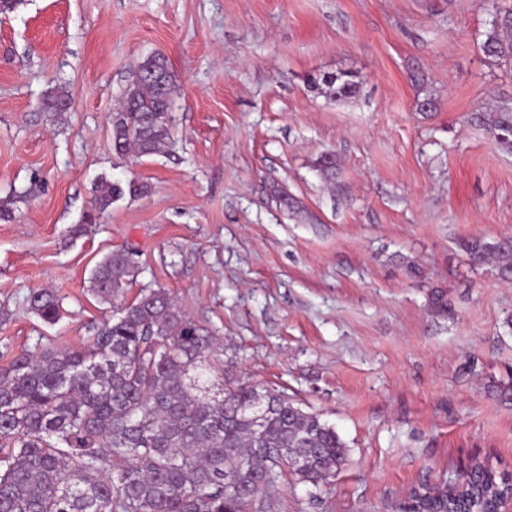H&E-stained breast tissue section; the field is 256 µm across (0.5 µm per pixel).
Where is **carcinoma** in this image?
I'll return each instance as SVG.
<instances>
[{
    "mask_svg": "<svg viewBox=\"0 0 512 512\" xmlns=\"http://www.w3.org/2000/svg\"><path fill=\"white\" fill-rule=\"evenodd\" d=\"M486 56L512 62V11L496 13ZM178 90L167 60L147 57L112 112L119 156L165 152ZM317 90L336 102L357 83L326 76ZM512 151V106L481 116ZM148 185L100 178L89 221ZM474 261L512 277V241L467 244ZM139 266L126 250L104 256L89 292L111 314L88 326L80 345L22 353L0 373V512H274L279 483L291 475L330 487L347 461L336 431L284 392L224 372L214 334L187 318L163 288L128 302ZM30 309L44 323L61 316V298L34 291ZM263 394L268 410L250 407ZM463 491H413L405 512H495L507 492L487 467L473 466Z\"/></svg>",
    "mask_w": 512,
    "mask_h": 512,
    "instance_id": "1",
    "label": "carcinoma"
}]
</instances>
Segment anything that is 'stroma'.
Masks as SVG:
<instances>
[{"instance_id": "obj_1", "label": "stroma", "mask_w": 512, "mask_h": 512, "mask_svg": "<svg viewBox=\"0 0 512 512\" xmlns=\"http://www.w3.org/2000/svg\"><path fill=\"white\" fill-rule=\"evenodd\" d=\"M498 6L18 0L0 14V369L78 346L109 311L90 273L123 249L234 373L346 443L330 489L288 482L275 512H401L475 462L512 477V281L466 249L512 239V152L472 117L512 105V68L482 50ZM156 52L179 85L171 141L116 156L112 113ZM341 74L359 93L328 102L314 85ZM101 177L150 192L88 225ZM37 289L62 297L55 325ZM30 309L45 324L57 323L61 316V298L46 290L33 291L28 299Z\"/></svg>"}]
</instances>
